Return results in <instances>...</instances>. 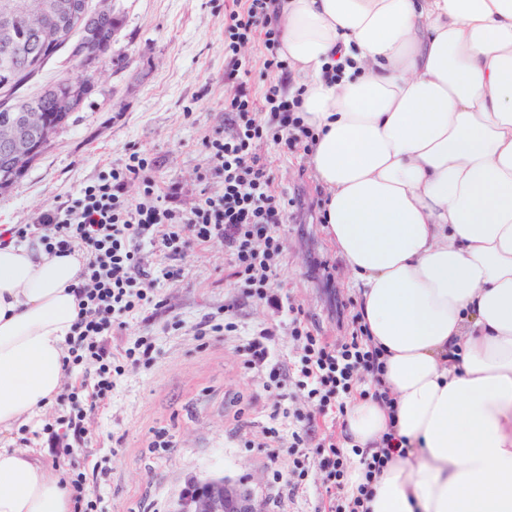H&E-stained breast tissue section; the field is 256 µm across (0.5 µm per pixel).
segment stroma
<instances>
[{
  "label": "stroma",
  "mask_w": 512,
  "mask_h": 512,
  "mask_svg": "<svg viewBox=\"0 0 512 512\" xmlns=\"http://www.w3.org/2000/svg\"><path fill=\"white\" fill-rule=\"evenodd\" d=\"M232 0H112L122 20L111 47L112 64L88 100L51 139L24 178L0 195V225L30 224L44 207L75 196L87 183L121 164L134 146L152 160V176L173 189L175 203L192 207L202 187L217 191L201 143L227 129L224 98L231 85L224 57V8ZM274 187L289 201L280 226L284 248L277 292L300 306L330 341H339L327 296L309 272L310 257L333 265L340 292L358 299L345 263L323 224L325 194L314 181L307 151L261 142ZM177 282L156 279L153 300L130 317L123 344L150 337L148 361L126 367L110 398L85 420V441L71 459L53 463L45 434L26 429L17 443L38 450L54 473L84 467L102 512H176L196 482L221 477L248 486L266 512H316V489L289 495L273 484L287 472V451L270 456L263 444L281 403L250 370L235 338L197 340L201 323L233 310L242 334L270 322L266 304L246 298L228 276L223 242L172 256Z\"/></svg>",
  "instance_id": "35a3bbf8"
}]
</instances>
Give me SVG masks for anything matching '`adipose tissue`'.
<instances>
[{"instance_id":"obj_1","label":"adipose tissue","mask_w":512,"mask_h":512,"mask_svg":"<svg viewBox=\"0 0 512 512\" xmlns=\"http://www.w3.org/2000/svg\"><path fill=\"white\" fill-rule=\"evenodd\" d=\"M278 4L327 234L395 401L351 399L348 433L363 458L391 427L421 447L371 512H512V0ZM82 263L0 246V512L73 509L14 434L72 380Z\"/></svg>"}]
</instances>
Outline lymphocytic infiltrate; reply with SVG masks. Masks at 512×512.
<instances>
[{
  "mask_svg": "<svg viewBox=\"0 0 512 512\" xmlns=\"http://www.w3.org/2000/svg\"><path fill=\"white\" fill-rule=\"evenodd\" d=\"M276 0H241L224 12V56L233 92L224 101L227 132L206 135L210 173L219 179L217 192L202 191L197 204L184 210L172 203V191L157 186L149 175L151 161L140 149L127 148L120 165L107 176L84 186L67 201L43 209L34 223L17 224L0 232V245L9 240L39 238L55 254L82 251L84 283L77 291L78 314L68 341L65 361L78 369V384L67 387L57 398L68 414L44 426L53 447L71 454L74 442L84 438L86 406L105 402L125 366L146 359L147 339L133 346L109 347L107 336L121 335L127 319L149 301L143 285L151 279L146 252L171 257L180 245L206 247L212 240L224 242L229 257L228 276L246 297L269 306L275 317L246 339L242 349L249 368L261 372L265 386L277 390L281 399L302 397L304 408L294 410L295 427H270L267 434L292 460L288 493L306 488L312 473H319L327 497L326 512H368L374 484L395 458L406 457L412 445L407 438L386 433L371 458L363 460L364 481L355 495L345 491L350 455L335 432L314 438L318 419L344 413L353 394L392 405L384 379L382 350L372 338L353 302H337L339 327L349 334L341 343H330L308 322L300 307L284 304L275 292L283 252L279 228L284 220L285 199L273 186L268 163L256 151L258 143L270 141L295 148L313 141L314 133L301 116L300 93L284 92L280 85H267L262 98H255L247 76L249 69L238 56L241 44L263 32L268 70L286 71L280 59ZM270 113L263 121L262 113ZM137 181L145 199L129 202L125 188ZM301 349L300 358L274 355L279 328ZM317 446L316 457L307 449Z\"/></svg>",
  "mask_w": 512,
  "mask_h": 512,
  "instance_id": "lymphocytic-infiltrate-1",
  "label": "lymphocytic infiltrate"
}]
</instances>
